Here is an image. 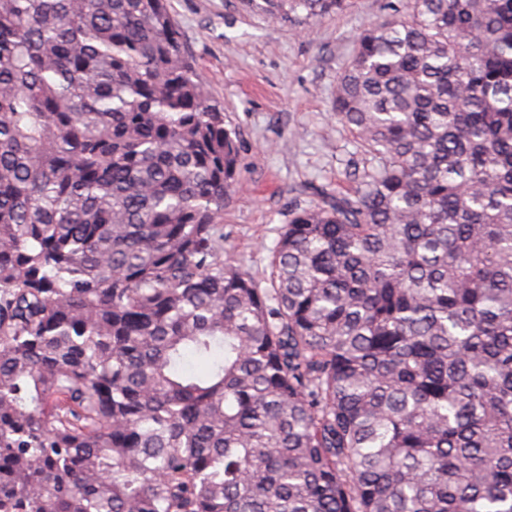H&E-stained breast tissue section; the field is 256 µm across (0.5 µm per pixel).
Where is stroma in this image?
I'll return each mask as SVG.
<instances>
[{
  "label": "stroma",
  "mask_w": 512,
  "mask_h": 512,
  "mask_svg": "<svg viewBox=\"0 0 512 512\" xmlns=\"http://www.w3.org/2000/svg\"><path fill=\"white\" fill-rule=\"evenodd\" d=\"M384 3L355 0L302 31L245 0H169L187 54L237 135L242 174L224 209V245L257 279L269 277L290 207L308 205L315 187L349 188L365 158L331 104L356 34L383 18Z\"/></svg>",
  "instance_id": "35a3bbf8"
}]
</instances>
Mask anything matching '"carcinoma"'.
<instances>
[{
    "instance_id": "carcinoma-1",
    "label": "carcinoma",
    "mask_w": 512,
    "mask_h": 512,
    "mask_svg": "<svg viewBox=\"0 0 512 512\" xmlns=\"http://www.w3.org/2000/svg\"><path fill=\"white\" fill-rule=\"evenodd\" d=\"M385 10L263 288L168 0H0V512H512V0Z\"/></svg>"
}]
</instances>
